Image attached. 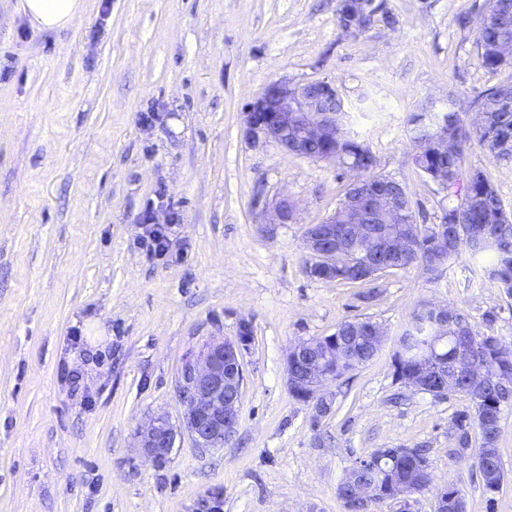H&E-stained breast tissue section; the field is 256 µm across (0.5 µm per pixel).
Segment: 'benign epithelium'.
Instances as JSON below:
<instances>
[{"label": "benign epithelium", "mask_w": 512, "mask_h": 512, "mask_svg": "<svg viewBox=\"0 0 512 512\" xmlns=\"http://www.w3.org/2000/svg\"><path fill=\"white\" fill-rule=\"evenodd\" d=\"M377 12L374 0H344L338 22L344 29L356 32L370 24ZM343 104L335 85L326 80L293 84L274 81L249 105L245 113L246 130L252 142L270 141L283 151L306 156L310 140H323L336 134L339 112L329 107ZM348 211L359 220L351 236L336 229V218L307 227L304 244L310 255L325 261L330 269L336 268V257L345 258L350 252V239L363 238L375 249L407 253L411 247L409 233L402 235L375 230L365 218L376 215L384 224L401 221L404 207L401 201L378 196L367 205L356 199L349 200ZM292 219L288 200L272 204L268 218L270 224H286ZM432 325L437 342L448 338L456 344L452 362L433 352L417 360L410 374H400L405 386L423 393H447L457 390L460 381L503 385L509 378L498 375L490 366L481 349L469 337L461 335L454 326V317L448 307L431 304ZM252 337L236 335L232 338L211 337L199 353L186 360L178 380L177 390L183 406L182 426L177 428L165 415L150 419L137 429V448L143 457L155 464L170 458L177 436L187 433L196 448L204 451L221 448L224 440L236 429L240 417V403L244 384L243 354L249 350ZM336 336L327 339H302L292 344L286 353L285 365L288 388L305 401L317 397L327 400L326 388L335 382L326 365L336 364ZM358 464L350 468L340 483L338 499L344 512H366L374 502L389 498L408 510L409 498L414 494L416 482L406 480L391 484L389 494L380 485L367 480ZM222 494L209 492L195 505V512H221ZM435 512H464L462 492L448 484L438 489Z\"/></svg>", "instance_id": "obj_1"}]
</instances>
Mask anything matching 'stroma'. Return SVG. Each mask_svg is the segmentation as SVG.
<instances>
[{"mask_svg":"<svg viewBox=\"0 0 512 512\" xmlns=\"http://www.w3.org/2000/svg\"><path fill=\"white\" fill-rule=\"evenodd\" d=\"M377 3L359 33L339 25V0H82L74 26L39 31L22 0H0V512H194L213 490L224 512H343L338 485L379 448L426 453L433 487L410 512H434L444 484L466 512H512V405L505 480L490 492L475 449L456 452L469 397L411 390L391 366L430 303L512 343V297L484 274L489 258L461 253L433 281L417 266L312 278L305 229L334 213L350 177L245 134L269 83L333 82L378 173L439 223L457 200L416 169L408 116L450 105L470 120L512 68L480 63L483 0ZM466 160L512 211V163L475 142ZM282 195L293 222L267 223ZM365 317L384 344L329 385L332 409L317 416L289 392L286 352ZM243 320L254 341L236 431L206 453L184 434L165 464L144 460L137 427L160 413L180 425L186 358Z\"/></svg>","mask_w":512,"mask_h":512,"instance_id":"1","label":"stroma"}]
</instances>
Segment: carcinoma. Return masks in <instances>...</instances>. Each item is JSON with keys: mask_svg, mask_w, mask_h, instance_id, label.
Here are the masks:
<instances>
[{"mask_svg": "<svg viewBox=\"0 0 512 512\" xmlns=\"http://www.w3.org/2000/svg\"><path fill=\"white\" fill-rule=\"evenodd\" d=\"M476 31L481 65L492 71L506 66L494 52V45L504 38L512 40V0H485ZM474 104L479 110L490 111L487 125H467L455 111H417L410 113L407 119L412 141L426 139L431 142L445 135L454 144L453 149L446 153L427 149L415 155V165L421 173L430 179L437 175L444 176L448 179V195L460 198L459 204L448 209L447 227L454 231L453 240L440 237V223H417L413 205L409 204L405 209V217L411 225L413 258L381 257L377 261V269L382 274L403 270L411 263L422 265L444 249L446 253L442 261L436 267L426 269L434 280L442 275L445 266L455 260L461 250H468L474 258L488 253L493 257L492 265L486 269L488 277L507 295L512 296V217L486 174L480 169H469L466 166L467 145L473 140L483 145L495 160L512 161V81L499 83L480 92ZM333 151L361 167L369 185H377L386 180L385 176L376 172L377 161L369 148L353 139L342 124L336 126V140L313 142L307 148L308 158L313 160L321 159ZM479 194L485 195L483 208L472 212L464 210L466 197ZM470 224H480L486 228L493 242L491 249L484 252L472 247L465 234ZM448 310L452 312L458 326L469 331L471 339L490 355L497 357L500 368L512 375V343L506 344L497 336L479 333L469 317L456 307L450 306ZM430 319L431 315L424 307L413 313L410 323L401 332L400 341L405 356L397 362V369L409 370L413 367L410 358L429 349ZM501 399H512V384L488 393L485 403L473 404L474 422L481 424L484 415L495 411ZM453 428L457 448L463 451L471 447L469 414H459ZM370 456L374 457L378 466L366 470L365 476L384 489L389 488L395 475L405 477L411 470L421 473L429 468L428 459L422 452L412 457H402L393 455L391 448H380L370 453Z\"/></svg>", "mask_w": 512, "mask_h": 512, "instance_id": "cac0c4a2", "label": "carcinoma"}]
</instances>
